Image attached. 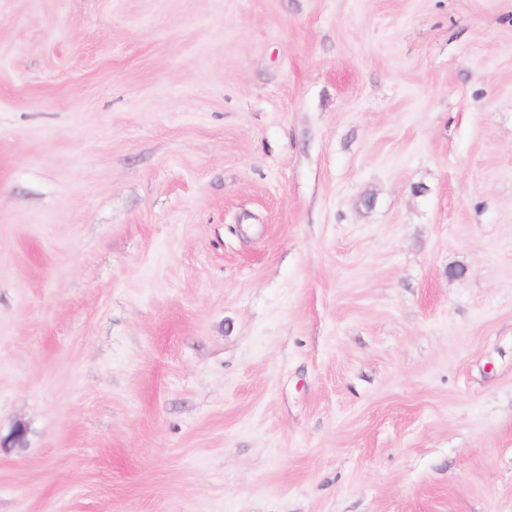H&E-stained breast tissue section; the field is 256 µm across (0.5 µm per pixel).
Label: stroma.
<instances>
[{
    "instance_id": "stroma-1",
    "label": "stroma",
    "mask_w": 512,
    "mask_h": 512,
    "mask_svg": "<svg viewBox=\"0 0 512 512\" xmlns=\"http://www.w3.org/2000/svg\"><path fill=\"white\" fill-rule=\"evenodd\" d=\"M0 512H512V0H0Z\"/></svg>"
}]
</instances>
